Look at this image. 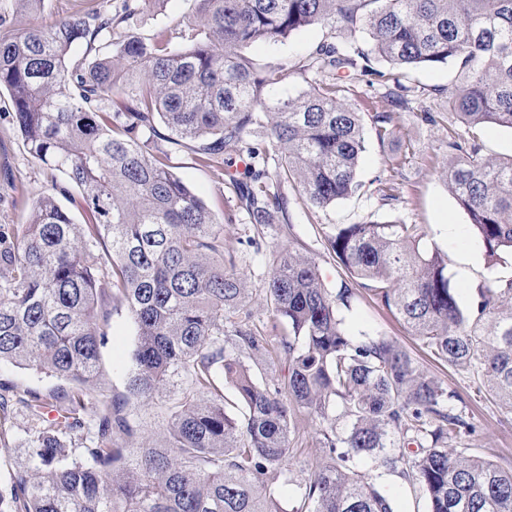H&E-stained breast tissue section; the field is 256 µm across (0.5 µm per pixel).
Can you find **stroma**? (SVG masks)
Segmentation results:
<instances>
[{
    "mask_svg": "<svg viewBox=\"0 0 512 512\" xmlns=\"http://www.w3.org/2000/svg\"><path fill=\"white\" fill-rule=\"evenodd\" d=\"M85 0H44L39 12L17 10L12 0H0V16L15 30L28 27L34 20L46 23L79 11ZM193 6L192 0H158L157 4L130 19L126 31L147 36L159 29L177 34L180 24ZM328 29L315 27L289 39L254 49L259 63H277L304 55L311 47L328 39ZM455 66L444 65L409 76L410 85L424 87V107L439 111L442 92L450 85ZM8 94H0V230L12 232L26 223L37 197L52 192L63 183L58 172L46 169L30 156L12 123ZM398 137L386 144L368 140L360 169L362 180L376 175L394 177L402 198L396 208L381 205L374 197H353L325 209L307 205L295 186H288L293 220L288 224L254 227L236 208V192L209 168L199 165L194 154L183 147L171 146L175 172L212 210L224 233V245L236 247L240 238L260 236L267 248L292 244L315 255L327 287L333 288L345 277L343 267L327 250L326 236L339 224H353L368 218L400 216L409 224H424L428 242L448 255V273L457 288L461 303H468L476 288L496 276L512 275V256L503 255L496 265H488L472 232L469 218L447 191L442 173L448 158L441 149L445 124L422 122L418 113L403 112L398 119ZM352 331L380 332L410 351L419 365L436 375L449 392L458 396L461 406L476 427L471 438L462 442L465 454L493 461L503 469L512 468V415L504 413L485 393L473 376L435 361L423 344L411 336L403 323L380 306L371 296L362 295L348 317ZM107 343L100 349L102 388L113 397L126 393L127 372L136 342L134 323L125 309L112 311ZM0 381L18 389L44 394L69 391L68 382L9 362L0 363ZM318 422L304 417L299 421L301 447L289 467L295 476L305 478L324 458L315 441Z\"/></svg>",
    "mask_w": 512,
    "mask_h": 512,
    "instance_id": "stroma-1",
    "label": "stroma"
}]
</instances>
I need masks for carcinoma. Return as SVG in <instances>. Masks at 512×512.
Segmentation results:
<instances>
[{
    "label": "carcinoma",
    "mask_w": 512,
    "mask_h": 512,
    "mask_svg": "<svg viewBox=\"0 0 512 512\" xmlns=\"http://www.w3.org/2000/svg\"><path fill=\"white\" fill-rule=\"evenodd\" d=\"M151 2L123 0L114 13L88 0L22 32L0 19V91L16 127L89 217L78 224L43 194L0 249V362L72 385L19 399L27 462L0 488V512H397L367 460L420 487L427 512H512V469L456 448L475 426L454 395L389 337L346 323L360 291L372 293L512 415V276L479 286L464 310L424 224L336 225L329 253L346 274L336 288L315 256L249 236L239 244L266 258L267 309L288 324L278 336L256 321L213 214L157 144L191 150L230 182L251 224L290 220L288 182L315 208L360 195L393 208L391 179L359 178L365 133L392 140L420 90L377 64L405 76L454 62L443 180L493 266L512 254V155H486L482 136L512 130V0H193L177 46L164 31L122 33ZM312 26L332 41L295 61L249 55ZM292 75L307 84L295 96ZM359 76L383 89L381 110L345 102ZM233 156L242 178L226 172ZM112 306L136 327L126 395L91 400ZM282 356V381L244 362ZM167 388L163 436L136 435L126 406ZM300 415L323 425L325 460L298 481L288 464Z\"/></svg>",
    "instance_id": "1"
}]
</instances>
